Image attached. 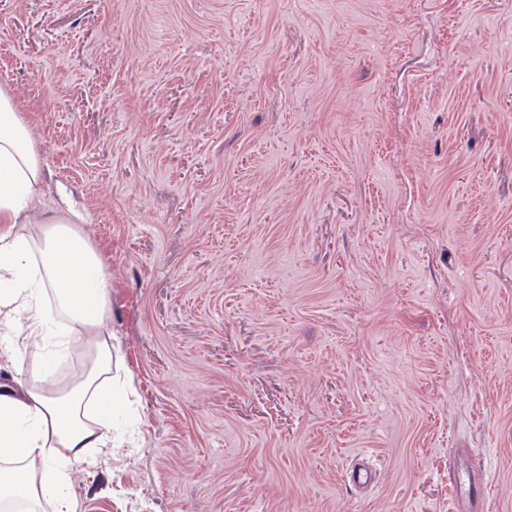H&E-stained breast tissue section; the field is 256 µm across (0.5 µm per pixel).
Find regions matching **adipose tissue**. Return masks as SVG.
Listing matches in <instances>:
<instances>
[{
    "instance_id": "ef3b65f1",
    "label": "adipose tissue",
    "mask_w": 512,
    "mask_h": 512,
    "mask_svg": "<svg viewBox=\"0 0 512 512\" xmlns=\"http://www.w3.org/2000/svg\"><path fill=\"white\" fill-rule=\"evenodd\" d=\"M44 160L13 96L0 88V361L36 351L50 336H69L90 358L65 390L0 383V502L38 512H75L65 487L88 449L116 452L112 434V277L79 228L70 200L44 215ZM54 303L46 305L44 293ZM97 416L87 421L86 408Z\"/></svg>"
}]
</instances>
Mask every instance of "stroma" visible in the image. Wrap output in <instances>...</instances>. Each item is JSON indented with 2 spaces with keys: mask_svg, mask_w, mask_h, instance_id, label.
Returning a JSON list of instances; mask_svg holds the SVG:
<instances>
[{
  "mask_svg": "<svg viewBox=\"0 0 512 512\" xmlns=\"http://www.w3.org/2000/svg\"><path fill=\"white\" fill-rule=\"evenodd\" d=\"M0 87L112 276L76 512H512V0H0Z\"/></svg>",
  "mask_w": 512,
  "mask_h": 512,
  "instance_id": "stroma-1",
  "label": "stroma"
}]
</instances>
